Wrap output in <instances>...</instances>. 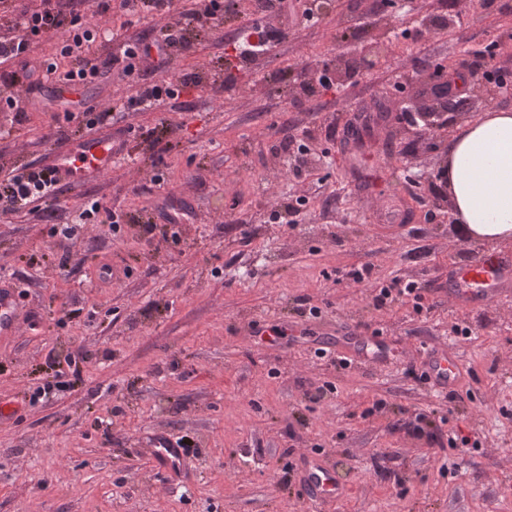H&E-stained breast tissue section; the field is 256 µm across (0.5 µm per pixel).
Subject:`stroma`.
<instances>
[{
    "mask_svg": "<svg viewBox=\"0 0 512 512\" xmlns=\"http://www.w3.org/2000/svg\"><path fill=\"white\" fill-rule=\"evenodd\" d=\"M413 2L393 14L370 0H323L311 25L286 0L270 20L283 40L230 87L224 50L245 16L187 33L191 52L137 62L147 77L197 83L116 115L124 159L64 185L57 202L0 216V277L16 301V329L0 334V512H512V297L449 299V272L479 244L459 238L447 199L428 189L447 133L400 120L408 99L430 94L434 68L468 77L463 60L492 40L503 86L488 85L479 102L458 91L448 118L512 110V0ZM195 5L114 18L94 51L107 59L124 43L159 40ZM393 24L406 35L375 67L306 102L304 68L359 66ZM134 92L114 69L82 87L70 112L55 84L28 100L0 83V98L20 106L0 111V178L85 130L84 108ZM285 140L311 146L296 182ZM291 194L307 198L296 223L270 222ZM89 195L126 214L119 232L77 223ZM166 212L179 222L145 240L141 225ZM71 224L74 237L61 239ZM362 266L370 281L350 283L346 272ZM396 280L418 282L420 297L375 307V285ZM304 303L320 316H299ZM349 328L383 341L378 362L352 355L336 366L337 333ZM441 347L462 367L450 393L419 376ZM69 364L81 371L74 387L33 399ZM157 430L190 441L183 475L149 457ZM452 435L472 449H450ZM310 456L340 471L344 498L299 493L289 472Z\"/></svg>",
    "mask_w": 512,
    "mask_h": 512,
    "instance_id": "1",
    "label": "stroma"
}]
</instances>
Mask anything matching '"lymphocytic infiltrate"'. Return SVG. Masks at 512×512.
<instances>
[{
  "label": "lymphocytic infiltrate",
  "instance_id": "obj_1",
  "mask_svg": "<svg viewBox=\"0 0 512 512\" xmlns=\"http://www.w3.org/2000/svg\"><path fill=\"white\" fill-rule=\"evenodd\" d=\"M143 0H95L89 19H82L78 13L65 10L60 0H44L42 9H30L24 0H0V10H6L16 17L17 33L11 38L0 39V82L14 84L15 73L2 70L4 62L26 59L34 40L52 38L56 41L60 56L70 59L66 69L56 64H47L37 80L31 81L27 94L39 92L44 81H52L76 88L95 82L106 74L107 65L118 66L124 75H133L138 60L158 54L166 58L171 52L188 50L183 33L190 29L203 28L217 22L222 16L247 12L250 22L243 27L239 52L228 61L225 70L226 83H234L238 62H247L264 52L281 39L279 29L268 25L269 17L279 14L282 0H249L241 5L240 0H202L198 9L180 13L179 19L167 37L157 48L135 41L126 44L121 54L113 56L105 64L92 55L91 49L99 40L111 33L105 26V19L112 14H133ZM192 82L185 75L170 81H143L134 96L123 101L126 109L146 110L165 100L179 97ZM61 192L60 181L54 172L41 167L26 166L13 171L7 179H0V215H12L31 203L57 199Z\"/></svg>",
  "mask_w": 512,
  "mask_h": 512
}]
</instances>
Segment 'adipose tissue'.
<instances>
[{"label":"adipose tissue","instance_id":"obj_1","mask_svg":"<svg viewBox=\"0 0 512 512\" xmlns=\"http://www.w3.org/2000/svg\"><path fill=\"white\" fill-rule=\"evenodd\" d=\"M443 167L461 237L512 243V111L484 112L457 124Z\"/></svg>","mask_w":512,"mask_h":512}]
</instances>
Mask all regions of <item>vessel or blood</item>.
Masks as SVG:
<instances>
[{
  "mask_svg": "<svg viewBox=\"0 0 512 512\" xmlns=\"http://www.w3.org/2000/svg\"><path fill=\"white\" fill-rule=\"evenodd\" d=\"M120 153L121 147L113 138L111 128L106 127L91 131L79 141H62L58 150L49 155L43 165L55 171L65 183H83L109 170ZM449 282L452 297L472 303L491 301L512 286V258L501 254L477 253L450 275ZM14 312L13 292L8 286L1 285L0 333L13 331ZM340 341L353 347L368 361L377 359L383 350L377 338L349 331L342 333ZM458 369L455 356L441 350L432 360L428 373L438 384L448 386L454 382ZM148 454L160 469L167 472L181 471L187 464L184 448L162 434L156 435L150 442ZM301 479L306 490L321 499L337 500L345 493V486L336 470L317 457L307 460Z\"/></svg>",
  "mask_w": 512,
  "mask_h": 512,
  "instance_id": "vessel-or-blood-1",
  "label": "vessel or blood"
}]
</instances>
